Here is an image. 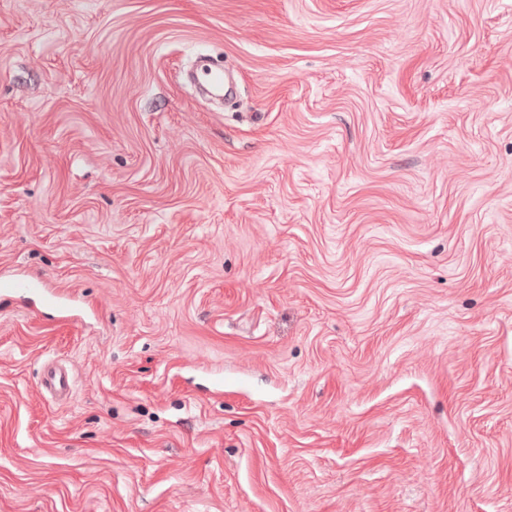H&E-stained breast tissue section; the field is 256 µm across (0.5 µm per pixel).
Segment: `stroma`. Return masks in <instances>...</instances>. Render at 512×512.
I'll use <instances>...</instances> for the list:
<instances>
[{"instance_id":"obj_1","label":"stroma","mask_w":512,"mask_h":512,"mask_svg":"<svg viewBox=\"0 0 512 512\" xmlns=\"http://www.w3.org/2000/svg\"><path fill=\"white\" fill-rule=\"evenodd\" d=\"M1 271L0 512H512V0H0ZM35 291H40L45 296L48 295L56 299L64 298L59 290L50 288L40 279H31L27 277H5L3 275L0 277V295L2 293L8 294Z\"/></svg>"}]
</instances>
